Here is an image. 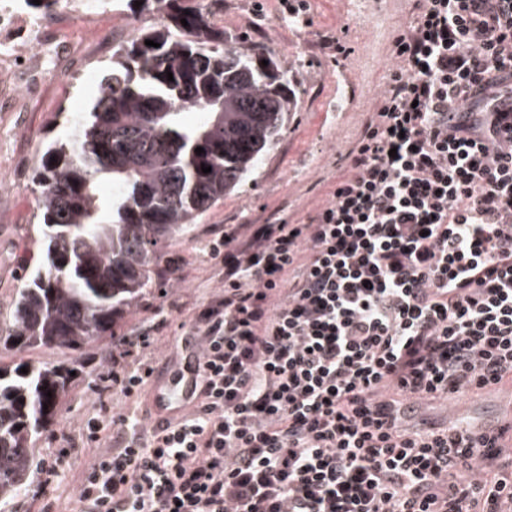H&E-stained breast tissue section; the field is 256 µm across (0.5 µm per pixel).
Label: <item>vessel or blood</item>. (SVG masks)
Segmentation results:
<instances>
[{"label":"vessel or blood","mask_w":512,"mask_h":512,"mask_svg":"<svg viewBox=\"0 0 512 512\" xmlns=\"http://www.w3.org/2000/svg\"><path fill=\"white\" fill-rule=\"evenodd\" d=\"M198 345L196 337H183L181 348L175 355L174 371L156 383L151 396L155 420L181 417L193 407L192 384L200 372Z\"/></svg>","instance_id":"obj_1"}]
</instances>
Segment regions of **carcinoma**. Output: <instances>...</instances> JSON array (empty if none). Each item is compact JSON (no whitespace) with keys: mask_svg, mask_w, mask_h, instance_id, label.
Wrapping results in <instances>:
<instances>
[{"mask_svg":"<svg viewBox=\"0 0 512 512\" xmlns=\"http://www.w3.org/2000/svg\"><path fill=\"white\" fill-rule=\"evenodd\" d=\"M24 2L50 21L63 0ZM127 2L131 15L149 13L154 23L112 53L88 116L70 139L48 146L34 176L46 258L0 334V500L24 489L34 441L53 431L84 373L79 357L6 364L3 354L40 347L82 354L112 338L162 279L167 248L238 187L291 111L288 71L270 49L246 46L211 21L219 0H197L189 10L180 0H140L137 9ZM189 112L198 119L187 121ZM104 181L112 184L105 199Z\"/></svg>","mask_w":512,"mask_h":512,"instance_id":"carcinoma-1","label":"carcinoma"}]
</instances>
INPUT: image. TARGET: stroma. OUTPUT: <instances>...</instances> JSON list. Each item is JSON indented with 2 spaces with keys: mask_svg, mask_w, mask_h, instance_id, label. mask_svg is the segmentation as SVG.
I'll return each mask as SVG.
<instances>
[{
  "mask_svg": "<svg viewBox=\"0 0 512 512\" xmlns=\"http://www.w3.org/2000/svg\"><path fill=\"white\" fill-rule=\"evenodd\" d=\"M312 24L299 28L279 15L278 0H219L212 20L247 43L276 51L295 92L293 109L272 147L242 184L206 213L169 248L171 272L151 288L115 328L118 336H151L143 356L163 373L182 336L193 333L201 309L224 293L223 269L209 245L228 224H260L281 217L296 224L325 204L336 160L373 111L390 66L389 47L405 11L404 0H309ZM150 16L133 20L124 0L92 10L61 8L43 24L40 43L51 52L40 88L0 96V327L24 285L27 259L40 250L39 191L33 181L48 141L67 138L94 100L112 52ZM340 38L351 53L337 67L319 48L321 38ZM112 369L111 349L88 350L85 374L59 410L58 432L73 449L60 456L40 437L21 495L0 501V512H68L98 450L84 427L90 417L110 418L125 407L119 388L102 379ZM465 421L476 428L512 421V384L503 383L451 400L416 403L412 424ZM54 465L47 475L46 465Z\"/></svg>",
  "mask_w": 512,
  "mask_h": 512,
  "instance_id": "obj_1",
  "label": "stroma"
}]
</instances>
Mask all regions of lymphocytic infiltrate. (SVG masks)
Masks as SVG:
<instances>
[{
    "label": "lymphocytic infiltrate",
    "mask_w": 512,
    "mask_h": 512,
    "mask_svg": "<svg viewBox=\"0 0 512 512\" xmlns=\"http://www.w3.org/2000/svg\"><path fill=\"white\" fill-rule=\"evenodd\" d=\"M386 77L305 222L225 229L193 410H116L80 512H502L503 432L408 427V401L512 377V0H408ZM465 107L461 119L453 112ZM148 337L110 380L142 396Z\"/></svg>",
    "instance_id": "lymphocytic-infiltrate-1"
}]
</instances>
